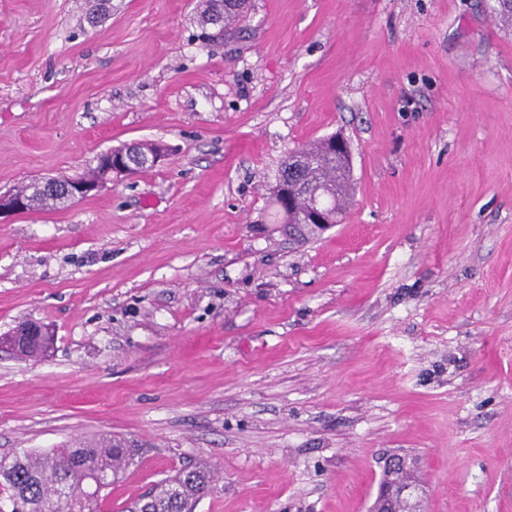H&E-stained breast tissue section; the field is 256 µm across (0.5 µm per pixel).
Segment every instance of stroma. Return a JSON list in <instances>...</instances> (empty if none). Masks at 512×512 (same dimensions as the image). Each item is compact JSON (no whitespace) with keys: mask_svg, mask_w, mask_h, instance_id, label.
Returning <instances> with one entry per match:
<instances>
[{"mask_svg":"<svg viewBox=\"0 0 512 512\" xmlns=\"http://www.w3.org/2000/svg\"><path fill=\"white\" fill-rule=\"evenodd\" d=\"M0 0V193L109 148L169 159L0 223V455L114 435L102 512L200 462L194 512H368L415 458L425 512H512V21L494 0ZM341 133V223L269 189ZM244 0H205L201 19L204 24L215 25L220 22L224 25L230 24L242 16V5ZM307 193L308 192H304L303 194L300 195L297 205V211L295 212L293 218H289V224H305L303 223L304 220L301 218V214H306L308 212V224L316 223L314 224V226L315 228L318 229V231H324L334 226V224H331V221L326 219L321 212L317 210L309 211L310 204H312L313 199L312 197L308 199V197L305 196ZM44 329L40 324L22 323L16 326L11 336L12 343L17 342L20 336H23V343L25 346L24 358L35 357L39 352L40 355L47 349L49 339L47 336H42ZM39 355V356H40Z\"/></svg>","mask_w":512,"mask_h":512,"instance_id":"obj_1","label":"stroma"}]
</instances>
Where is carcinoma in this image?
<instances>
[{
    "label": "carcinoma",
    "instance_id": "1",
    "mask_svg": "<svg viewBox=\"0 0 512 512\" xmlns=\"http://www.w3.org/2000/svg\"><path fill=\"white\" fill-rule=\"evenodd\" d=\"M244 0H204L201 19L205 24H230L242 16ZM162 146L160 142L134 143L129 158L138 169L150 167L148 155ZM302 168L304 180L321 191L318 204L329 213L346 212L351 177L340 171L332 156L329 138L296 147L281 166L271 190L274 223H281L283 190L295 187L286 179L288 169ZM21 192L29 193L30 210L63 209L70 206L61 191H48L32 182ZM313 199L300 195L297 211L289 223L300 236L313 231L303 225L301 214L309 211ZM25 353L31 358L44 352L46 336L23 337ZM138 448L131 442L98 437L79 442L76 448L39 452L25 450L0 456V499L12 501L16 512H99L103 492L117 482L125 467L132 464ZM213 471L206 464L184 469L159 482L135 505L132 512H191V508L210 490Z\"/></svg>",
    "mask_w": 512,
    "mask_h": 512
}]
</instances>
